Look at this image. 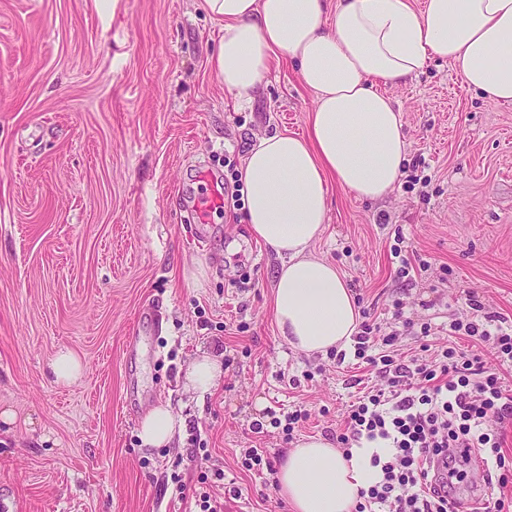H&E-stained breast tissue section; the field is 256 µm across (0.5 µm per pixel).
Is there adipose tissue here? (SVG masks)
Instances as JSON below:
<instances>
[{
	"mask_svg": "<svg viewBox=\"0 0 512 512\" xmlns=\"http://www.w3.org/2000/svg\"><path fill=\"white\" fill-rule=\"evenodd\" d=\"M223 35L212 65L226 90L250 95L273 60L295 62L315 94L307 136L277 132L241 166L245 222L282 262L274 275L280 336L307 355L346 347L361 312L340 270L312 256L327 219L330 182L364 200L388 196L403 174L401 112L378 84L399 85L433 58L473 89L512 103V0H205ZM170 407L142 420L143 447L173 444ZM380 442L343 450L310 437L287 450L277 492L293 512H354L360 489L379 479Z\"/></svg>",
	"mask_w": 512,
	"mask_h": 512,
	"instance_id": "ef3b65f1",
	"label": "adipose tissue"
}]
</instances>
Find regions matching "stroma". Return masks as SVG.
<instances>
[{
	"label": "stroma",
	"mask_w": 512,
	"mask_h": 512,
	"mask_svg": "<svg viewBox=\"0 0 512 512\" xmlns=\"http://www.w3.org/2000/svg\"><path fill=\"white\" fill-rule=\"evenodd\" d=\"M221 24L205 0H0V512H195L175 493L207 487L223 512H291L272 466L292 443L272 413L304 410L299 436L334 434L366 370L306 356L272 313L279 258L240 210L207 230L187 215L264 135L307 132L314 95L272 63L239 100L211 66ZM408 161L367 202L331 185L313 254L345 275L382 327L405 316L456 343L448 324L477 292L512 320V104L463 85L447 61L385 88ZM427 260L407 283L401 256ZM136 337L128 348V337ZM73 350L83 376L47 365ZM218 358V386L185 388L191 359ZM171 404L184 429L146 450L139 424ZM265 433L252 431L255 421ZM48 369L55 382L70 384L79 379L84 371L82 361L69 349H59L49 362Z\"/></svg>",
	"instance_id": "obj_1"
}]
</instances>
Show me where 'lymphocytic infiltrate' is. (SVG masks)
I'll list each match as a JSON object with an SVG mask.
<instances>
[{"label": "lymphocytic infiltrate", "mask_w": 512, "mask_h": 512, "mask_svg": "<svg viewBox=\"0 0 512 512\" xmlns=\"http://www.w3.org/2000/svg\"><path fill=\"white\" fill-rule=\"evenodd\" d=\"M449 332L490 348L498 362L512 364V324L487 311L476 293L467 309L449 323ZM398 330L375 336L361 323L355 358L374 367L383 380L353 402L338 447L385 441L390 452L374 457L382 477L361 491L356 512H453L455 485L474 462H482L485 482L506 484L502 429L512 424V388L488 371L477 353L442 346L432 360L407 366L389 353Z\"/></svg>", "instance_id": "obj_1"}]
</instances>
